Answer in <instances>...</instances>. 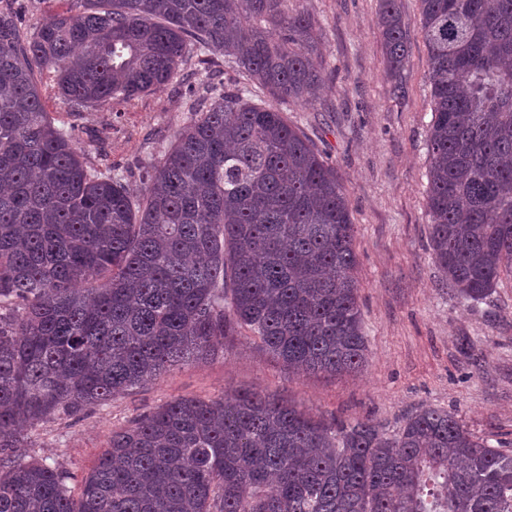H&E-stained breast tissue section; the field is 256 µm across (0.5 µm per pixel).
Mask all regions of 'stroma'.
<instances>
[{"mask_svg":"<svg viewBox=\"0 0 512 512\" xmlns=\"http://www.w3.org/2000/svg\"><path fill=\"white\" fill-rule=\"evenodd\" d=\"M287 5L318 28L327 86L309 105L265 91L258 99L284 112L329 158L348 197L367 362L353 373L297 375L238 334L223 351L170 368L145 387L33 428L30 455L69 472L72 494L113 431L178 398L209 400L241 389L278 395L327 421L369 418L388 434L421 409H444L489 445L512 449V277L484 300L463 299L439 273L429 245L433 112L420 0H401L407 61L396 79L378 27V0ZM215 75L229 88L242 80L224 56L194 53L164 89L82 112L57 96L52 73L35 79L87 165L136 194L189 119L190 102Z\"/></svg>","mask_w":512,"mask_h":512,"instance_id":"stroma-1","label":"stroma"}]
</instances>
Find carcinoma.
<instances>
[{"mask_svg": "<svg viewBox=\"0 0 512 512\" xmlns=\"http://www.w3.org/2000/svg\"><path fill=\"white\" fill-rule=\"evenodd\" d=\"M0 0V512H512V450L450 412L391 435L269 394L179 398L112 433L71 496L19 425L78 416L241 329L297 373L366 363L354 224L335 168L254 89L322 85L313 22L285 0H68L24 35ZM434 117V262L462 298L512 276V0H420ZM389 69L399 0H379ZM244 86L191 107L133 197L88 169L34 71L74 111L166 87L194 51Z\"/></svg>", "mask_w": 512, "mask_h": 512, "instance_id": "obj_1", "label": "carcinoma"}]
</instances>
